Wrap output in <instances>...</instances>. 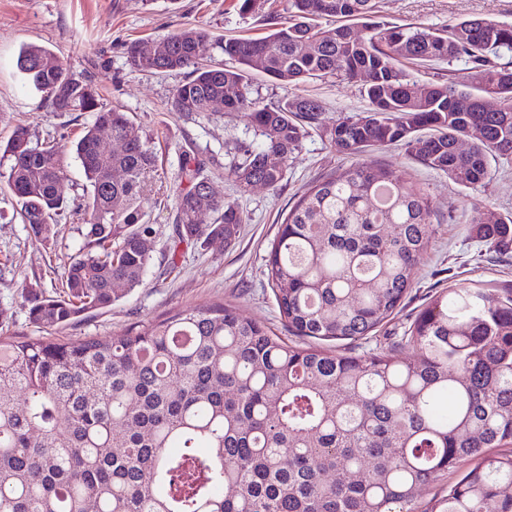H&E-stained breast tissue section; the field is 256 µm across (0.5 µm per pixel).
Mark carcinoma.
<instances>
[{"label": "carcinoma", "mask_w": 512, "mask_h": 512, "mask_svg": "<svg viewBox=\"0 0 512 512\" xmlns=\"http://www.w3.org/2000/svg\"><path fill=\"white\" fill-rule=\"evenodd\" d=\"M376 0H286L261 37L216 39L186 26L126 46L135 71L181 72L169 110L190 119L239 113L259 141L225 146L224 175L245 194L277 189L303 140L318 131L357 157L390 146L464 187L491 178L489 159L512 158V23L473 17L441 28L377 16ZM334 23L328 31L322 22ZM223 56L205 59L207 44ZM470 65L464 88L430 81L412 94L406 65ZM18 70L54 112H90L69 150L33 141L18 125L0 142L7 186L22 223L46 242L63 218L80 241L60 276L62 295H25L28 321L59 327L112 307V285L140 286L155 233L140 204L159 170L152 138L101 102L92 82L51 49L30 44ZM284 90L256 102L254 76ZM367 108L326 122L301 84L360 75ZM471 110L457 111L459 100ZM479 125L483 138L461 151ZM124 144L105 150L104 130ZM84 177L78 203L57 184L66 153ZM206 160L186 152L175 195L179 233L170 246L227 245L244 222L238 199L216 197ZM209 222H204L205 217ZM434 207L425 189L353 161L310 185L291 206L268 252V279L291 334L358 341L390 317L412 288ZM475 237L512 255V214L489 207ZM393 351L347 355L288 343L213 303L140 323L102 340L0 333V512H416L421 486L463 460L473 466L423 512H512V289L458 286L430 296ZM170 448H180L176 456ZM341 473L327 480L324 475Z\"/></svg>", "instance_id": "cac0c4a2"}]
</instances>
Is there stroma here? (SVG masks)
<instances>
[{
    "mask_svg": "<svg viewBox=\"0 0 512 512\" xmlns=\"http://www.w3.org/2000/svg\"><path fill=\"white\" fill-rule=\"evenodd\" d=\"M282 8L283 0H267L263 14L243 15L234 0H0V140H7L14 126L22 123L36 138L51 135L69 141L91 120L86 113L52 111L42 93L19 72L20 49L35 43L53 50L74 73L91 79L104 104L119 107L154 134L165 173L163 181L146 187V209L155 233L143 285L124 293L109 309L42 330L29 324L22 292L32 285L47 295H59L62 267L79 237L65 220L55 225L53 243L35 236L16 218L15 200L0 177V323L37 338L108 339L173 310L223 302L277 336L287 337L267 279L269 243L294 197L311 181L347 165V158L320 133H309L280 191L256 186L237 195L235 184L224 175V144L244 136L243 121L221 112L195 121L169 112L167 101L182 74L134 71L125 54L127 43L134 39L163 37L189 24L203 25L217 37L260 36L268 30L264 13ZM378 10L382 19L425 27L474 16L512 21V0H378ZM304 91L321 102L330 123L367 106L357 81H317L306 84ZM189 148L207 158L206 172L219 196H239L245 218L234 244L217 239L202 248L186 249L174 262L169 247L175 229L176 172L180 154ZM364 159L375 169L392 170L421 183L436 216L431 243L417 264L413 287L400 311L371 336L353 343L352 349L362 353L393 348L400 358L415 361L418 350L400 345L399 340L429 295L457 285L512 286V257L498 259L486 253L471 225L490 206L512 213V159L493 161L490 180L473 189L408 159L396 147L366 153Z\"/></svg>",
    "mask_w": 512,
    "mask_h": 512,
    "instance_id": "stroma-1",
    "label": "stroma"
}]
</instances>
